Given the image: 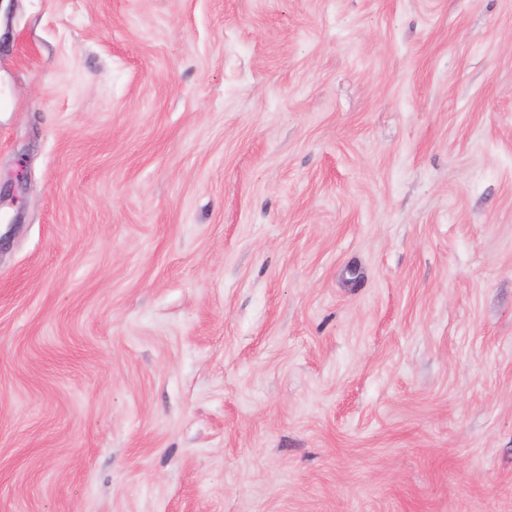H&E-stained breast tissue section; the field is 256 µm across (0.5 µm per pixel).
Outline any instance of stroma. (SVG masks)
Returning a JSON list of instances; mask_svg holds the SVG:
<instances>
[{
  "instance_id": "obj_1",
  "label": "stroma",
  "mask_w": 512,
  "mask_h": 512,
  "mask_svg": "<svg viewBox=\"0 0 512 512\" xmlns=\"http://www.w3.org/2000/svg\"><path fill=\"white\" fill-rule=\"evenodd\" d=\"M0 512H512V0H15Z\"/></svg>"
}]
</instances>
